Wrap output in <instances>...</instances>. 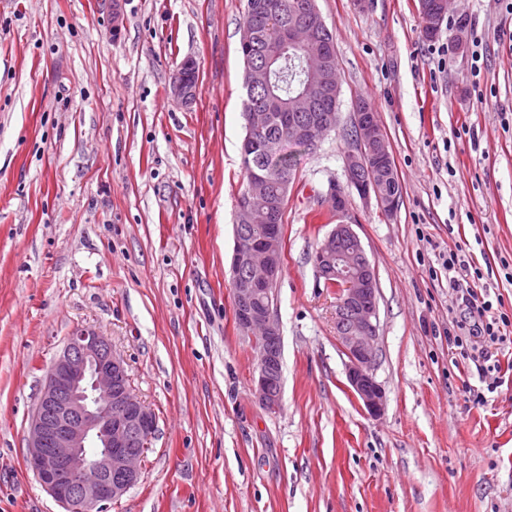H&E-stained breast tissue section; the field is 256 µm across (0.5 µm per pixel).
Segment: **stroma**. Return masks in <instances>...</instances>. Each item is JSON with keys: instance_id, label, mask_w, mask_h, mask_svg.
I'll return each mask as SVG.
<instances>
[{"instance_id": "obj_1", "label": "stroma", "mask_w": 512, "mask_h": 512, "mask_svg": "<svg viewBox=\"0 0 512 512\" xmlns=\"http://www.w3.org/2000/svg\"><path fill=\"white\" fill-rule=\"evenodd\" d=\"M317 4L339 122L296 153L274 291L283 401L270 412L229 279L246 0H0V512H65L28 468L26 435L81 327L108 336L156 416L139 482L107 512H512V348L460 355L470 309L441 259L462 247L512 313V45L500 37L512 14L449 0L430 40L419 0ZM462 24L480 60L457 47ZM187 60L184 102L171 79ZM359 98L402 185L390 216L346 181ZM333 185L376 271L378 417L349 388L336 291L313 264Z\"/></svg>"}]
</instances>
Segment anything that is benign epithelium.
I'll return each instance as SVG.
<instances>
[{
	"label": "benign epithelium",
	"mask_w": 512,
	"mask_h": 512,
	"mask_svg": "<svg viewBox=\"0 0 512 512\" xmlns=\"http://www.w3.org/2000/svg\"><path fill=\"white\" fill-rule=\"evenodd\" d=\"M302 21L283 32V41L295 43L312 33ZM186 67L172 79L176 98H187ZM309 82L325 95L340 91L336 69L319 63L308 72ZM312 99L282 113L289 138L309 145L336 126V113L303 122L300 113L312 111ZM248 134L243 147L252 150V135L262 128L258 112L245 114ZM358 135L356 148L344 156L348 174L359 171L368 157L392 164L380 137L382 130L365 112L353 116ZM264 167L251 172L248 193L237 202L242 220L253 218L252 201L265 191ZM363 198L376 201L386 213L396 210V201L383 195L375 184L357 187ZM267 225L256 237L236 232L230 265L233 313L245 335L259 334L266 342L281 340L272 307L258 311L254 303L266 288L277 282L282 267V239L276 226ZM345 240L348 250L336 249ZM317 277L336 286V335L346 355L347 380L364 411L378 417L384 411L385 392L376 380L378 310L375 269L369 264L361 241L351 224H336L315 251ZM253 390L268 411L279 409L282 392L268 368V354L260 352L258 375ZM156 429L155 414L134 394L124 360L112 349L111 341L90 328H79L68 337L61 353L48 368L27 429L26 462L42 486L66 512H102L119 499L141 476L144 451L130 447L138 435L147 442Z\"/></svg>",
	"instance_id": "benign-epithelium-1"
}]
</instances>
